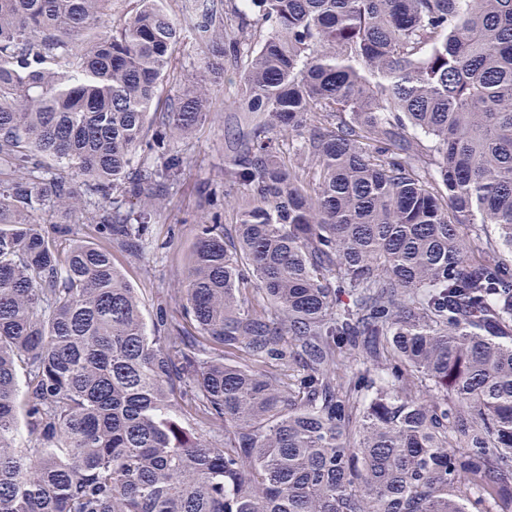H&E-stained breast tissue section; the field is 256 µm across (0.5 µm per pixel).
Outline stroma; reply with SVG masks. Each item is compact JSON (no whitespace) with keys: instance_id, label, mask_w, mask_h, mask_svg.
Returning <instances> with one entry per match:
<instances>
[{"instance_id":"obj_1","label":"stroma","mask_w":512,"mask_h":512,"mask_svg":"<svg viewBox=\"0 0 512 512\" xmlns=\"http://www.w3.org/2000/svg\"><path fill=\"white\" fill-rule=\"evenodd\" d=\"M209 89L214 116L189 139L175 143V150L187 156L189 164L177 182L170 205L153 219L142 256H132L119 247L112 250L114 265L141 292L149 322L161 309L169 317L180 319L174 293L181 286L197 239L202 214L199 191L209 184L216 196L224 194V127L230 117L225 105L236 98L238 87L216 80L210 82Z\"/></svg>"}]
</instances>
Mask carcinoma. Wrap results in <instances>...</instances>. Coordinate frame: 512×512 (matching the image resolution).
<instances>
[{"label": "carcinoma", "mask_w": 512, "mask_h": 512, "mask_svg": "<svg viewBox=\"0 0 512 512\" xmlns=\"http://www.w3.org/2000/svg\"><path fill=\"white\" fill-rule=\"evenodd\" d=\"M114 2L0 0V512H512V0ZM187 44L236 243L149 328ZM200 51L191 45L183 46L176 54L173 67L182 78H192L204 74L209 69L201 61Z\"/></svg>", "instance_id": "carcinoma-1"}]
</instances>
